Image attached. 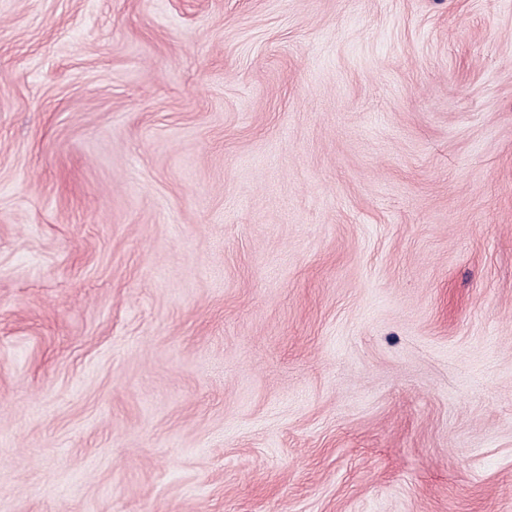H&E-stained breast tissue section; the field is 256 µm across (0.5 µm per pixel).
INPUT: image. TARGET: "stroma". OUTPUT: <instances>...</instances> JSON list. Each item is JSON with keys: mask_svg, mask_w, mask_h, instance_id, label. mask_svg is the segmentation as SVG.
I'll use <instances>...</instances> for the list:
<instances>
[{"mask_svg": "<svg viewBox=\"0 0 512 512\" xmlns=\"http://www.w3.org/2000/svg\"><path fill=\"white\" fill-rule=\"evenodd\" d=\"M0 512H512V0H0Z\"/></svg>", "mask_w": 512, "mask_h": 512, "instance_id": "1", "label": "stroma"}]
</instances>
